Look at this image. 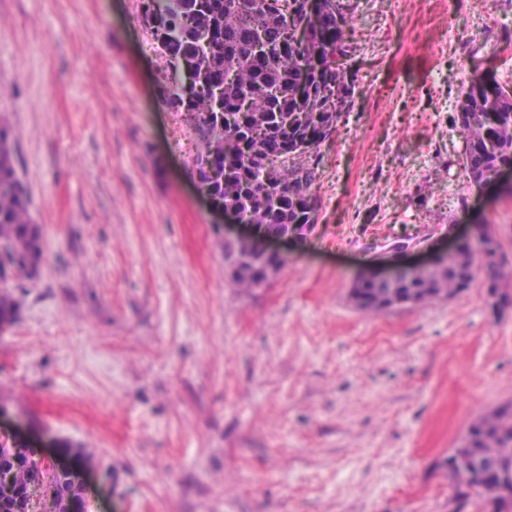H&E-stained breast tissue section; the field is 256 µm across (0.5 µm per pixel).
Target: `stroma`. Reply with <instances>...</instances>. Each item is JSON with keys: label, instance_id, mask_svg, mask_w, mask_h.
Listing matches in <instances>:
<instances>
[{"label": "stroma", "instance_id": "35a3bbf8", "mask_svg": "<svg viewBox=\"0 0 512 512\" xmlns=\"http://www.w3.org/2000/svg\"><path fill=\"white\" fill-rule=\"evenodd\" d=\"M349 4L354 105L320 146L315 230L246 289L139 0H0V123L45 242L0 331V436L74 469L86 512H454L448 455L512 402L482 262L445 300L350 298L384 242L452 224L492 225L512 262V168L470 183L453 123L470 84L512 87V0Z\"/></svg>", "mask_w": 512, "mask_h": 512}]
</instances>
